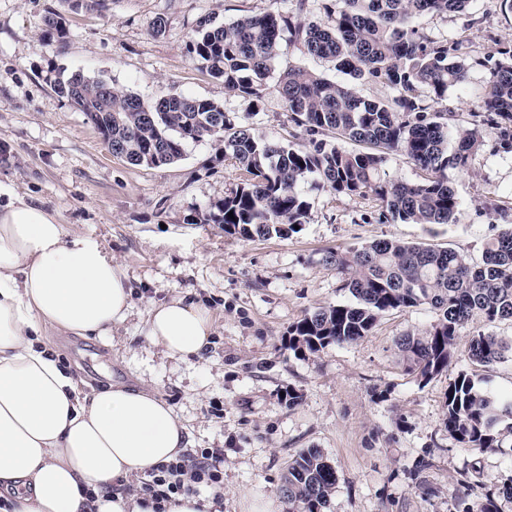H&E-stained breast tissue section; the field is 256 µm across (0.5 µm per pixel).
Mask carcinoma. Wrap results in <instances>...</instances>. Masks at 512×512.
I'll use <instances>...</instances> for the list:
<instances>
[{
  "mask_svg": "<svg viewBox=\"0 0 512 512\" xmlns=\"http://www.w3.org/2000/svg\"><path fill=\"white\" fill-rule=\"evenodd\" d=\"M469 0H336L320 22L276 12L244 15L224 25L203 20L189 36L188 51L224 88L256 109L265 79L275 71L283 36L307 55L328 59L352 81H336L305 67L279 72L275 90L295 125L312 136L293 148L271 142L236 121L208 99L170 94L153 103L102 78L73 73L51 86L132 166L174 163L188 142L217 137L224 157L248 174L224 202L204 216L224 232L249 238L284 237L307 222L310 203L299 186L313 177L344 195H370L380 218L406 224H454L461 208L448 172L467 169L484 135L439 110L448 90L463 87L470 64L458 47L414 26L424 15L464 11ZM47 36L65 43L61 18L45 19ZM358 79L382 82L395 95L362 97ZM431 101L419 104L421 97ZM490 131L512 148V62H496L481 97ZM351 142L347 150L323 139ZM400 153L427 173L421 180H392L383 166ZM233 217H228V213ZM322 263L336 269L353 300L305 315L291 326L288 349L296 354L356 342L394 310L429 306L430 325L406 333L396 348L406 370L428 381L448 368L456 337L474 316L494 327L512 322V224L483 246L480 259L452 248L399 239L327 251ZM512 354V342L480 332L469 344L473 363L488 366ZM512 404L503 407L461 372L448 385V433L470 448H501L512 439ZM338 477L317 448L299 452L283 476L280 492L288 512H326Z\"/></svg>",
  "mask_w": 512,
  "mask_h": 512,
  "instance_id": "obj_1",
  "label": "carcinoma"
}]
</instances>
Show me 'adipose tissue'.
Instances as JSON below:
<instances>
[{"mask_svg": "<svg viewBox=\"0 0 512 512\" xmlns=\"http://www.w3.org/2000/svg\"><path fill=\"white\" fill-rule=\"evenodd\" d=\"M126 268L42 206L0 204V496L5 512H153L130 479L175 460L187 428L155 388L110 384L86 395L43 343L52 333L109 336L128 319ZM214 331L203 304L153 305L150 342L200 356ZM97 499L88 502L85 492Z\"/></svg>", "mask_w": 512, "mask_h": 512, "instance_id": "adipose-tissue-1", "label": "adipose tissue"}]
</instances>
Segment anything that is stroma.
<instances>
[{
  "instance_id": "35a3bbf8",
  "label": "stroma",
  "mask_w": 512,
  "mask_h": 512,
  "mask_svg": "<svg viewBox=\"0 0 512 512\" xmlns=\"http://www.w3.org/2000/svg\"><path fill=\"white\" fill-rule=\"evenodd\" d=\"M329 0H105L70 12L61 0H0V203L22 196L56 212L67 229L99 242L127 268L133 290L125 324L108 340L55 334L50 349L94 390L145 381L188 428L190 451L220 448L224 498L215 512H250L279 500L293 458L320 449L338 482L327 512H477L485 496L512 482V450L467 448L446 427L448 385L468 373L492 395H512V358L488 366L468 358L485 324L469 321L447 371L423 382L399 361L395 340L425 329L428 306L386 313L364 339L302 356L288 348L291 325L319 308L350 301L341 277L321 261L329 249L380 238L423 242L480 257L484 243L512 224V149L486 131L479 97L493 67L487 55L512 51V10L503 0H470L466 10L425 15L429 36L459 45L472 61L465 86L448 92L460 122L484 129L468 170L450 178L462 206L453 224L379 219L372 197L339 195L302 183L307 224L282 238H246L203 215L247 174L207 138L185 145L170 165L133 166L111 155L98 131L50 85L49 72H80L151 102L171 93L209 99L257 135L308 144L279 95L265 89L258 110L228 92L188 52L199 20L221 25L246 14L302 12L324 18ZM61 13L68 37L46 36ZM164 17L166 28L152 25ZM200 302L214 332L200 356L166 357L145 334L152 304ZM298 398L289 401L286 393Z\"/></svg>"
}]
</instances>
